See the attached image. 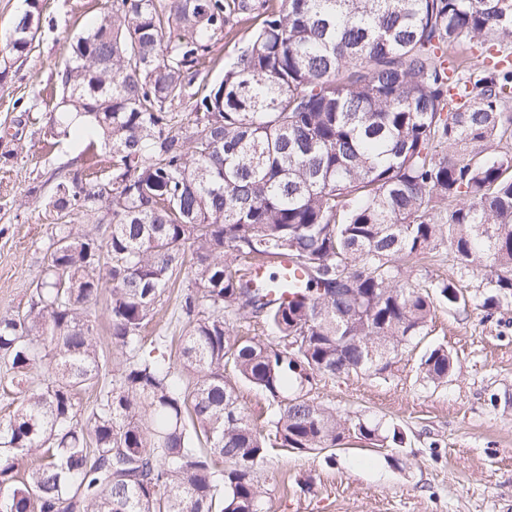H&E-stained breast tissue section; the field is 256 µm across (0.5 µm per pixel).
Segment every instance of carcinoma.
<instances>
[{"label":"carcinoma","instance_id":"carcinoma-1","mask_svg":"<svg viewBox=\"0 0 512 512\" xmlns=\"http://www.w3.org/2000/svg\"><path fill=\"white\" fill-rule=\"evenodd\" d=\"M26 2L15 56L39 28ZM246 31L208 83L215 46ZM511 47L512 0H112L71 43L50 131L89 127L112 180L68 172L49 197L112 223L59 230L29 309L0 315L20 399L0 417V512H258L271 448L402 447L310 392L385 373L444 302L512 303ZM444 254L456 281L410 265ZM285 255L305 288L272 305L247 269ZM181 272L176 372L144 331ZM104 290L112 359L89 315ZM452 366L431 346L419 371ZM228 367L277 405L268 432Z\"/></svg>","mask_w":512,"mask_h":512}]
</instances>
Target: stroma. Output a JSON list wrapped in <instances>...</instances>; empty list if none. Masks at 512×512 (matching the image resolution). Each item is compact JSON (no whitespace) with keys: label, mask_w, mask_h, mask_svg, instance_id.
<instances>
[{"label":"stroma","mask_w":512,"mask_h":512,"mask_svg":"<svg viewBox=\"0 0 512 512\" xmlns=\"http://www.w3.org/2000/svg\"><path fill=\"white\" fill-rule=\"evenodd\" d=\"M106 0H40L41 21L28 55L2 52L25 0H0V314L24 313L50 239L63 225L48 205L58 170L106 176L104 147L68 138L55 145L48 130L60 94L57 73L70 44ZM16 150L14 158L1 154ZM429 341L447 347V381L423 379L420 349L411 347L385 377L323 378L312 395L338 417L364 414L406 434L399 453L350 437L330 451L277 449L258 476L260 512H512V406L490 404L512 395V306L485 317L476 308L440 307Z\"/></svg>","instance_id":"stroma-1"}]
</instances>
